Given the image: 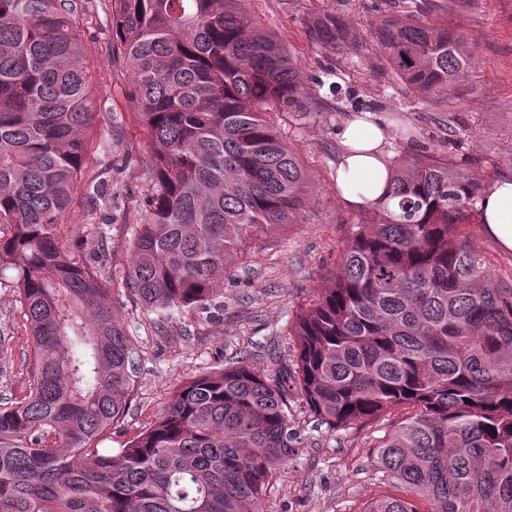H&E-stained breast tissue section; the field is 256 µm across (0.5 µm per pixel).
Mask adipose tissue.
<instances>
[{
	"instance_id": "obj_1",
	"label": "adipose tissue",
	"mask_w": 512,
	"mask_h": 512,
	"mask_svg": "<svg viewBox=\"0 0 512 512\" xmlns=\"http://www.w3.org/2000/svg\"><path fill=\"white\" fill-rule=\"evenodd\" d=\"M389 139L388 127L378 119L355 117L342 126L336 188L346 205L367 207L386 194L392 168ZM478 208L488 234L500 246L512 250V177L493 180Z\"/></svg>"
}]
</instances>
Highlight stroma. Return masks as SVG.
<instances>
[{
  "mask_svg": "<svg viewBox=\"0 0 512 512\" xmlns=\"http://www.w3.org/2000/svg\"><path fill=\"white\" fill-rule=\"evenodd\" d=\"M379 1L249 0L247 8L283 39L306 76L326 66L342 71L346 86L389 126L392 156L427 153L485 186L512 176V0H432L428 20L456 26L475 58L456 93L428 102L417 101L380 58L369 33ZM71 9L95 113L57 238L76 261L92 262L98 228L112 218L107 272L118 282L153 186L151 140L132 99L131 65L112 40L111 0H72ZM321 12L341 18L359 32V40L338 49L311 43L304 22ZM318 99L321 107L311 117H274L308 174L305 200L288 223L242 241L224 276L219 309L208 314L187 310L161 324L135 300L114 296L112 304L138 354L133 399L125 416L104 434L101 447H124L151 427L182 381L219 371L242 356L269 371L293 359L287 325L318 289L329 286L341 244L360 215L336 193L339 131L347 115L332 109L327 91H320ZM105 140L112 144L114 160L108 183L102 180L99 154ZM466 233L495 278L512 284V251L502 249L482 224L467 225ZM30 349L27 318L13 283L0 278V405L25 394L24 358ZM293 415L305 451L282 468L260 512H361L367 501L384 493L375 448L405 417L404 409L332 433L307 409L294 408Z\"/></svg>",
  "mask_w": 512,
  "mask_h": 512,
  "instance_id": "1",
  "label": "stroma"
}]
</instances>
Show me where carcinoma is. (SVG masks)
<instances>
[{
	"label": "carcinoma",
	"instance_id": "carcinoma-1",
	"mask_svg": "<svg viewBox=\"0 0 512 512\" xmlns=\"http://www.w3.org/2000/svg\"><path fill=\"white\" fill-rule=\"evenodd\" d=\"M67 2L0 0V276L15 272L32 336L28 392L0 406V512H259L301 452L296 402L332 431L409 411L376 450L394 493L363 512H512V285L465 235L481 184L428 154L394 162L331 286L288 324L291 363L266 373L243 358L193 377L147 431L98 448L132 396L137 349L113 282L56 236L92 116ZM245 2L112 0L154 173L122 285L159 318L208 309L239 242L288 223L308 185L267 114L316 102ZM306 29L322 47L357 39L328 13ZM370 35L422 100L474 62L457 28L416 10L378 12ZM337 77L312 83L353 100Z\"/></svg>",
	"mask_w": 512,
	"mask_h": 512
}]
</instances>
